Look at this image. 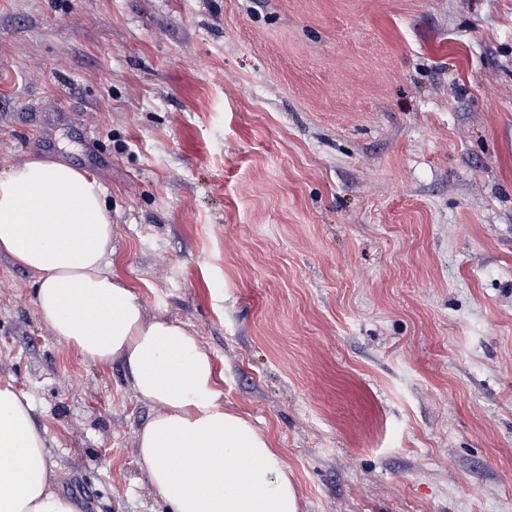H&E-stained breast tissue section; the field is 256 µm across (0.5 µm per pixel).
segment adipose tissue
Returning a JSON list of instances; mask_svg holds the SVG:
<instances>
[{"label": "adipose tissue", "instance_id": "ef3b65f1", "mask_svg": "<svg viewBox=\"0 0 512 512\" xmlns=\"http://www.w3.org/2000/svg\"><path fill=\"white\" fill-rule=\"evenodd\" d=\"M112 217L99 182L35 156L0 175V255L35 279L54 334L87 359L122 362L155 408L137 433V462L171 512H299L287 466L248 419L225 409L214 365L195 336L145 319L105 262ZM0 512H78L58 492L32 404L0 385Z\"/></svg>", "mask_w": 512, "mask_h": 512}]
</instances>
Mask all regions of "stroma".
<instances>
[{
	"label": "stroma",
	"mask_w": 512,
	"mask_h": 512,
	"mask_svg": "<svg viewBox=\"0 0 512 512\" xmlns=\"http://www.w3.org/2000/svg\"><path fill=\"white\" fill-rule=\"evenodd\" d=\"M35 154L301 512H512V0H0V172ZM0 383L81 512H169L153 406L3 255Z\"/></svg>",
	"instance_id": "stroma-1"
}]
</instances>
